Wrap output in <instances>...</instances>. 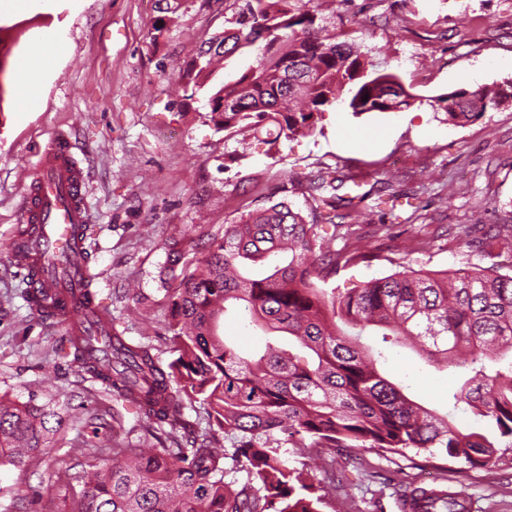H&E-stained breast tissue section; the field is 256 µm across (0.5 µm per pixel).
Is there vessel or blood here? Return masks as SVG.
Here are the masks:
<instances>
[{"instance_id": "vessel-or-blood-1", "label": "vessel or blood", "mask_w": 512, "mask_h": 512, "mask_svg": "<svg viewBox=\"0 0 512 512\" xmlns=\"http://www.w3.org/2000/svg\"><path fill=\"white\" fill-rule=\"evenodd\" d=\"M86 175L73 151L71 135L60 129L44 147L19 221L28 232L9 261L27 279L35 312L54 311L67 332H75L88 313L79 302L86 276L82 227L88 222Z\"/></svg>"}]
</instances>
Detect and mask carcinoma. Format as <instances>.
<instances>
[{
	"mask_svg": "<svg viewBox=\"0 0 512 512\" xmlns=\"http://www.w3.org/2000/svg\"><path fill=\"white\" fill-rule=\"evenodd\" d=\"M179 6L157 0L153 42ZM230 24L201 48L202 63L185 71L188 83L203 87L226 58L258 50L253 65L209 91L206 118L218 132L270 129L274 145L323 128L338 102L355 116L414 102L396 75L368 72L366 53L326 33L313 0H242ZM501 97L459 88L434 97L432 107L465 126ZM347 180L318 173L306 217L285 201L241 215L179 276L185 236L165 243L160 277L179 280L170 291L175 358L168 365L149 341L131 342L115 327L110 357L79 336L69 339L72 362L106 394L144 401L150 439L144 448L117 444L110 456L92 449L99 463L85 472L71 512H321L326 494L288 465L291 447L414 449L488 469L512 454V274L494 266L462 273L405 266L346 291L326 287L338 267L372 258L332 247L338 233L360 240L339 212L353 202L337 194ZM241 309L266 334L250 355L218 334L220 318ZM367 331L438 366L465 368L452 399L470 408L479 427L458 430L385 377L383 353L362 342ZM187 401L205 405L209 428L224 430L232 452L214 447L209 433L197 446L167 445L164 427L182 423ZM66 425L52 400L0 397V465L23 468ZM238 468L248 484L234 492L225 477ZM425 512L466 510L448 493Z\"/></svg>",
	"mask_w": 512,
	"mask_h": 512,
	"instance_id": "cac0c4a2",
	"label": "carcinoma"
}]
</instances>
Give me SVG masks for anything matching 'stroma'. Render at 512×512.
<instances>
[{"mask_svg": "<svg viewBox=\"0 0 512 512\" xmlns=\"http://www.w3.org/2000/svg\"><path fill=\"white\" fill-rule=\"evenodd\" d=\"M236 0H181L160 43H152L155 0H44L32 13H0V396L21 402L54 398L73 419L53 448L20 470L0 468V512H62L91 456L89 439L106 448L136 447L144 430L133 414L99 431L88 410L111 409L67 354L65 332L22 297L25 285L6 255L18 227L22 195L39 152L57 128L72 134L89 185L92 236L87 246L94 287L127 340L148 336L162 362L170 297L159 272L165 242L187 232L194 242L223 235L227 224L269 202L307 210L318 172L340 170L354 181L349 210L374 258L338 268L330 287L346 289L397 271L512 266V255L487 249L490 235L512 230V97L474 124L447 123L432 97L458 88L512 84V0H334L333 22L345 40L366 49L379 68L397 74L416 97L396 112L330 113L323 132L281 142L218 132L203 116L207 89L187 84L184 68L201 43L221 33ZM49 29L69 52L43 70L36 99L16 92L18 62ZM390 181L404 223L366 196ZM495 197L496 206L486 205ZM138 287L137 296L126 293ZM387 375L418 401L471 428L470 411L453 408L459 368H438L410 350L371 336ZM309 483L326 487L336 512H402L419 487L465 491L471 512H512V463L493 470L409 450L302 448L296 462Z\"/></svg>", "mask_w": 512, "mask_h": 512, "instance_id": "stroma-1", "label": "stroma"}]
</instances>
